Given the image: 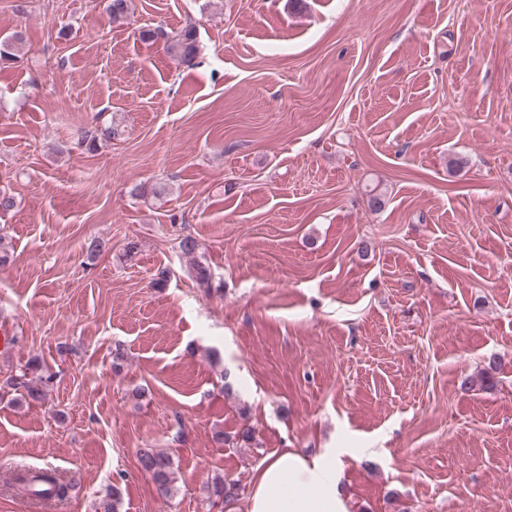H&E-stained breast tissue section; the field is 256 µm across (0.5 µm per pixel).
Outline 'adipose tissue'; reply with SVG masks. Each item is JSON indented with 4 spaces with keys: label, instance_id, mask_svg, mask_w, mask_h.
<instances>
[{
    "label": "adipose tissue",
    "instance_id": "obj_1",
    "mask_svg": "<svg viewBox=\"0 0 512 512\" xmlns=\"http://www.w3.org/2000/svg\"><path fill=\"white\" fill-rule=\"evenodd\" d=\"M335 450L310 458L292 448L273 453L254 476L246 512H348Z\"/></svg>",
    "mask_w": 512,
    "mask_h": 512
}]
</instances>
